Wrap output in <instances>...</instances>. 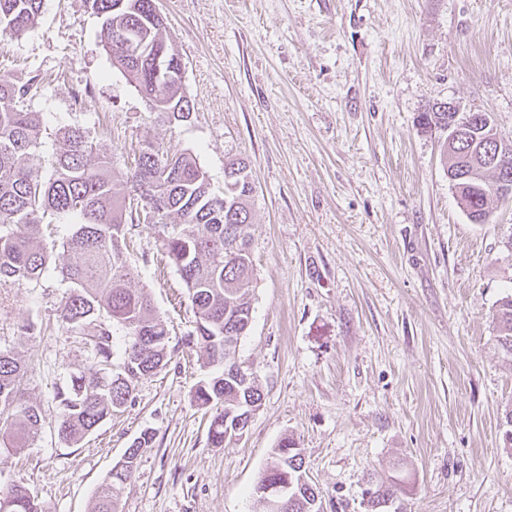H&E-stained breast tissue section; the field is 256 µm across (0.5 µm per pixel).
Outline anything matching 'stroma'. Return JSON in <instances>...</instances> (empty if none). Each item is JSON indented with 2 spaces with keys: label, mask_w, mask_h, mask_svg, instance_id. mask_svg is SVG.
<instances>
[{
  "label": "stroma",
  "mask_w": 512,
  "mask_h": 512,
  "mask_svg": "<svg viewBox=\"0 0 512 512\" xmlns=\"http://www.w3.org/2000/svg\"><path fill=\"white\" fill-rule=\"evenodd\" d=\"M194 111L171 126L114 67L88 0H43L36 27L0 45V73L42 78L27 102L48 131L83 127L126 172L145 140L194 154L211 186L247 159L252 322L238 345L263 399L242 439L210 445L194 400L206 354L162 260L156 230L128 233L135 274L169 330L172 359L122 413L61 441L56 393L87 370L67 338L55 270L0 287V351L43 422L0 447V489L22 484L48 512H91L96 488L141 432L153 441L118 493L120 512H263L254 486L272 448L298 442L324 512H367L391 475L406 512H512V358L496 305L512 292V199L469 220L448 181L444 131L418 116L452 101L491 114L512 141V0H157ZM32 321L36 331L19 334Z\"/></svg>",
  "instance_id": "1"
}]
</instances>
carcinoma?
I'll return each instance as SVG.
<instances>
[{"label":"carcinoma","mask_w":512,"mask_h":512,"mask_svg":"<svg viewBox=\"0 0 512 512\" xmlns=\"http://www.w3.org/2000/svg\"><path fill=\"white\" fill-rule=\"evenodd\" d=\"M104 18L102 46L124 69L128 79L170 124L192 115L183 86L175 78L180 57L160 25L156 0H90ZM42 0H0V41L22 36L39 18ZM146 40L138 56L126 52L129 38ZM38 81L17 83L0 75V286L37 281L52 254L42 244L45 231L57 224L75 230L62 242L67 260L57 273L68 293L59 319L93 354L90 367L71 378L57 393L56 430L67 443L90 434L122 411L135 383L154 375L171 360L169 331L149 292L129 287L133 272L125 256L127 223L152 224L162 255L180 274L189 294L195 328L185 338L189 347L207 355L205 366H220L197 385L195 396L212 404L208 439L221 448L227 426L245 431L250 413L260 407L262 392L234 373V355L252 318L250 290L254 265L246 228L251 224L254 189L248 164L241 158L224 162V195L211 192L207 173L188 152H171L151 141L141 146L134 167L117 175L110 158L95 152L87 132L64 126L55 133L52 151L44 150L40 121L19 103L37 92ZM447 102L430 105L419 116L424 129L448 131L444 159L460 204L474 224L488 216L491 197L503 194L498 165L489 153L512 167V143L485 141L477 125L463 138L449 130ZM179 222L168 223L171 215ZM497 341L512 357V293L498 301ZM125 330L123 359L113 362L112 328ZM23 364L0 352V440L14 448L42 426L38 405L21 399L17 379ZM152 442L143 432L127 448L125 464L111 470L96 492L93 512H119L117 490L133 477L141 449ZM288 483V512H323L320 491L308 480L298 444L286 438L273 449L270 464L257 485ZM369 512H404L393 483L382 478L368 490ZM0 512H47L27 487L0 491Z\"/></svg>","instance_id":"cac0c4a2"}]
</instances>
